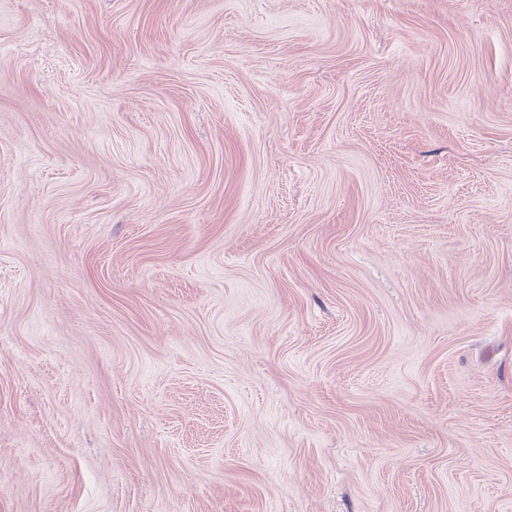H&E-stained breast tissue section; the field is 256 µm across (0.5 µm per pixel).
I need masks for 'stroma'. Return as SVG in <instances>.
<instances>
[{
	"label": "stroma",
	"mask_w": 512,
	"mask_h": 512,
	"mask_svg": "<svg viewBox=\"0 0 512 512\" xmlns=\"http://www.w3.org/2000/svg\"><path fill=\"white\" fill-rule=\"evenodd\" d=\"M0 512H512V0H0Z\"/></svg>",
	"instance_id": "35a3bbf8"
}]
</instances>
